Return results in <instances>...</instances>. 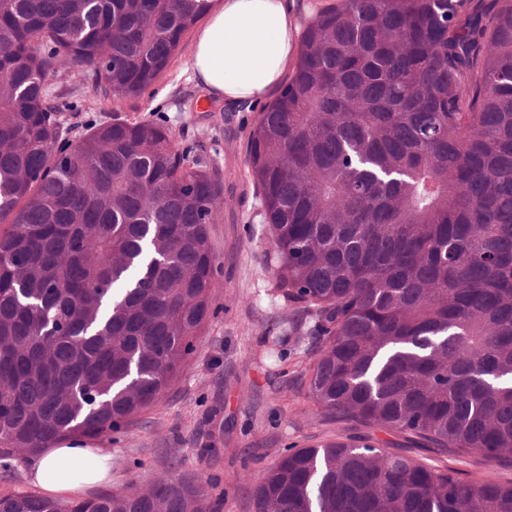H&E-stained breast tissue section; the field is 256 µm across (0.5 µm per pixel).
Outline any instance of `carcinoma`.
<instances>
[{
	"mask_svg": "<svg viewBox=\"0 0 512 512\" xmlns=\"http://www.w3.org/2000/svg\"><path fill=\"white\" fill-rule=\"evenodd\" d=\"M212 0H9L0 9V443L37 455L132 423L210 311L223 186L166 129L115 120L65 153L54 59L114 100L164 73ZM248 164L284 297L316 318L326 414L512 463V0H336L306 21ZM214 512L206 484L0 512ZM254 512H512L362 438L300 448Z\"/></svg>",
	"mask_w": 512,
	"mask_h": 512,
	"instance_id": "1",
	"label": "carcinoma"
}]
</instances>
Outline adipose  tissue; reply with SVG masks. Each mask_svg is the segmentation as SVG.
I'll return each mask as SVG.
<instances>
[{
  "instance_id": "ef3b65f1",
  "label": "adipose tissue",
  "mask_w": 512,
  "mask_h": 512,
  "mask_svg": "<svg viewBox=\"0 0 512 512\" xmlns=\"http://www.w3.org/2000/svg\"><path fill=\"white\" fill-rule=\"evenodd\" d=\"M298 27L288 0H224L198 33L190 59L193 80L231 105H251L283 83L297 50ZM43 491L76 495L111 481L102 449L73 440L32 461Z\"/></svg>"
}]
</instances>
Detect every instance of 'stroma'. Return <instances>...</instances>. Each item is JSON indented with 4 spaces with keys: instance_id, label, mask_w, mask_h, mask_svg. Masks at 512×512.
Returning <instances> with one entry per match:
<instances>
[{
    "instance_id": "stroma-1",
    "label": "stroma",
    "mask_w": 512,
    "mask_h": 512,
    "mask_svg": "<svg viewBox=\"0 0 512 512\" xmlns=\"http://www.w3.org/2000/svg\"><path fill=\"white\" fill-rule=\"evenodd\" d=\"M193 40L185 36L164 74L134 100L113 101L64 71L47 86L70 139L116 118L151 122L169 130L224 187L223 205L209 226L217 271L203 332L178 378L133 424L89 439V446L111 455L112 481L86 490V497L171 473L208 481L215 512H254L259 477L283 454L362 435L463 478L511 483V463L477 451L429 448L316 407L308 392L315 319L281 295L269 226L247 162L249 135L264 105L231 107L192 81Z\"/></svg>"
}]
</instances>
